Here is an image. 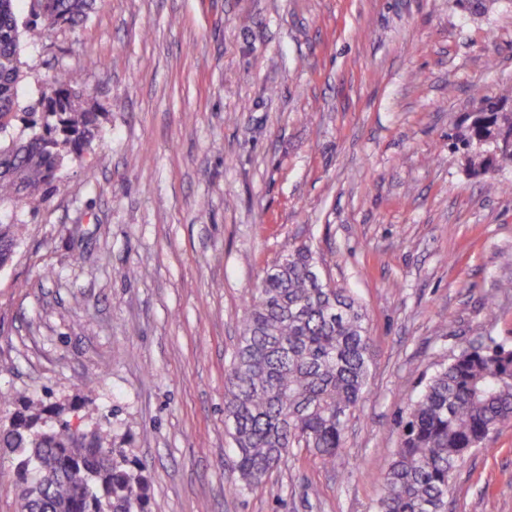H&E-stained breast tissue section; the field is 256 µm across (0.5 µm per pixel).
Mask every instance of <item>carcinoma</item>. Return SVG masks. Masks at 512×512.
Wrapping results in <instances>:
<instances>
[{
  "label": "carcinoma",
  "mask_w": 512,
  "mask_h": 512,
  "mask_svg": "<svg viewBox=\"0 0 512 512\" xmlns=\"http://www.w3.org/2000/svg\"><path fill=\"white\" fill-rule=\"evenodd\" d=\"M26 1L29 20L18 5ZM94 0H0V132L21 119L39 130L24 140L0 139V269L21 241L14 210L47 203L69 157L82 156L98 131L100 114L76 104L79 73L62 70L42 111L19 116L22 30L49 31L83 22ZM471 94L482 111L469 116L459 143L475 174L512 163V152L488 156L473 149L503 129L512 111ZM321 266L310 246L288 250L246 301L237 345L226 371L224 414L233 444L235 490L251 491L297 449L334 467L347 421L355 415L371 374L366 316L351 292L316 284ZM512 423V346L491 342L460 349L410 399L400 421L398 446L379 475L375 512H447L458 463L492 434ZM10 449L21 488L20 512H146L145 468L114 446L110 432L73 430L70 419L43 403H22L11 428L0 433Z\"/></svg>",
  "instance_id": "1"
}]
</instances>
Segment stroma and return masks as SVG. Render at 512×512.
<instances>
[{"mask_svg": "<svg viewBox=\"0 0 512 512\" xmlns=\"http://www.w3.org/2000/svg\"><path fill=\"white\" fill-rule=\"evenodd\" d=\"M21 59L19 111L74 69L101 118L17 210L0 412L107 427L148 512H374L410 397L463 346L512 344V166L485 179L452 146L472 85L512 89V0H97ZM301 244L364 309L370 392L334 469L300 451L239 494L225 369L250 289ZM448 512H512V425L458 465Z\"/></svg>", "mask_w": 512, "mask_h": 512, "instance_id": "35a3bbf8", "label": "stroma"}]
</instances>
